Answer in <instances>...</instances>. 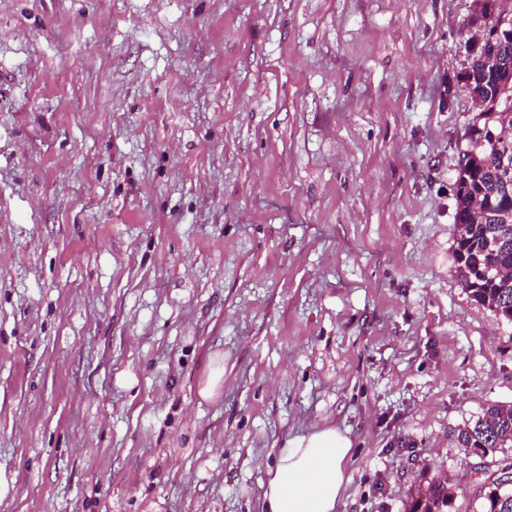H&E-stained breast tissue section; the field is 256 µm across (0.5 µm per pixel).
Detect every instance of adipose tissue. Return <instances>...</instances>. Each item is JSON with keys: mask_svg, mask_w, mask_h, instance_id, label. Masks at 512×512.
Segmentation results:
<instances>
[{"mask_svg": "<svg viewBox=\"0 0 512 512\" xmlns=\"http://www.w3.org/2000/svg\"><path fill=\"white\" fill-rule=\"evenodd\" d=\"M353 444L328 427L282 448L262 495L263 512H336Z\"/></svg>", "mask_w": 512, "mask_h": 512, "instance_id": "ef3b65f1", "label": "adipose tissue"}]
</instances>
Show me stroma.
<instances>
[{"label": "stroma", "instance_id": "35a3bbf8", "mask_svg": "<svg viewBox=\"0 0 512 512\" xmlns=\"http://www.w3.org/2000/svg\"><path fill=\"white\" fill-rule=\"evenodd\" d=\"M474 0H0V512H260L353 441L337 512H408L512 405L458 279ZM224 387L198 390L213 358ZM352 450L333 427L287 443L268 471L261 512H337Z\"/></svg>", "mask_w": 512, "mask_h": 512}]
</instances>
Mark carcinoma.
I'll return each instance as SVG.
<instances>
[{"mask_svg":"<svg viewBox=\"0 0 512 512\" xmlns=\"http://www.w3.org/2000/svg\"><path fill=\"white\" fill-rule=\"evenodd\" d=\"M472 26L485 27L494 37L485 55L506 85L499 101L477 113L465 132L466 166L457 177L455 256L462 287L506 318L512 315V276L505 274L512 269V223L502 217L512 211V173L503 160L512 157V132L500 119L502 112L512 111V13H473L465 28ZM458 442L464 448L512 447V409L488 406L472 426L459 431ZM417 495L425 496L435 512L448 506V488L441 482L429 483ZM484 512H512V485L489 486Z\"/></svg>","mask_w":512,"mask_h":512,"instance_id":"cac0c4a2","label":"carcinoma"}]
</instances>
